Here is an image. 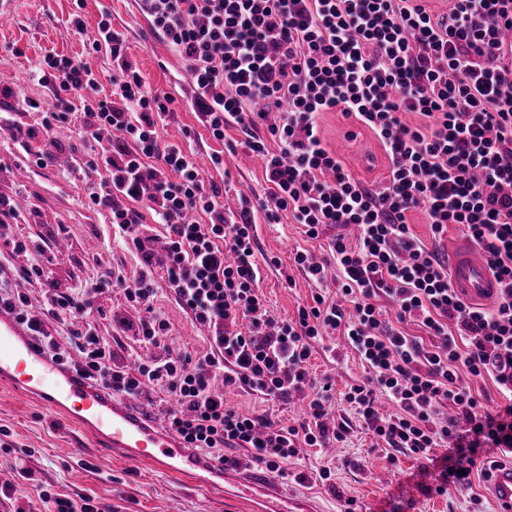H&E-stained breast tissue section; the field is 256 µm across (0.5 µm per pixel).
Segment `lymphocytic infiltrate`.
<instances>
[{
    "label": "lymphocytic infiltrate",
    "mask_w": 512,
    "mask_h": 512,
    "mask_svg": "<svg viewBox=\"0 0 512 512\" xmlns=\"http://www.w3.org/2000/svg\"><path fill=\"white\" fill-rule=\"evenodd\" d=\"M170 52L190 71L192 101L215 140L238 130L264 161L268 223L289 214L310 239L336 229L318 258L301 250L296 268L321 282L335 270L343 302L313 295L295 318L276 319L259 292L262 280L249 198L225 212L218 188H206L176 144L160 145L174 96L152 92L128 62V40L101 12L92 52H106L112 92L99 95L87 64L47 55L38 81L54 109L42 127L80 123L93 139L116 134L109 177L89 195L109 209L114 240L140 257L133 279L118 278L141 312L138 333L160 346L170 330L153 307L155 269L141 235L145 218L166 240L163 267L176 303L209 331V350L149 356L128 370L92 329L64 339L47 335L24 296L0 295V308L26 323L57 359L81 367L113 392L142 395L165 387L176 406L168 427L187 447L220 459L244 449L231 466L262 464L287 476L306 449L345 441L350 425L329 416L334 384L309 370L311 342L342 332L366 368L344 400L385 447L429 456L448 444L437 493L468 488V472L488 458H512V0H452L435 16L415 0H135ZM338 111L377 136L390 167L381 191L355 180L323 144L316 117ZM423 122L408 126L404 113ZM124 196L126 205L116 202ZM145 202L147 212L136 210ZM425 212L434 236L461 226L480 247L499 291L491 307L460 298L448 263L412 232L406 215ZM388 297L396 324L376 305ZM413 321L427 338L406 334ZM490 378L504 399L484 411L469 380ZM266 400L309 391L306 415L285 426L226 407L215 380ZM392 402L384 415L380 399ZM458 418H444V406Z\"/></svg>",
    "instance_id": "1"
}]
</instances>
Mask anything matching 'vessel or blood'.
I'll return each mask as SVG.
<instances>
[{
	"mask_svg": "<svg viewBox=\"0 0 512 512\" xmlns=\"http://www.w3.org/2000/svg\"><path fill=\"white\" fill-rule=\"evenodd\" d=\"M450 281L465 300L483 303L493 299L498 283L481 252L467 247L449 258ZM0 383L33 397L42 408L62 414L85 429L95 444L138 463L156 466L174 478H195L206 467L224 472L223 463L203 458L185 448L181 439L155 418L140 412L137 401L113 396L111 391L86 379L77 360H55L41 340L12 314L0 310ZM264 512H310L299 500L280 496L265 479L241 482ZM500 512H512V464L496 470L490 484Z\"/></svg>",
	"mask_w": 512,
	"mask_h": 512,
	"instance_id": "b4317fda",
	"label": "vessel or blood"
}]
</instances>
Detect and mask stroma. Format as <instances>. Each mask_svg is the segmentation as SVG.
I'll return each instance as SVG.
<instances>
[{
	"label": "stroma",
	"mask_w": 512,
	"mask_h": 512,
	"mask_svg": "<svg viewBox=\"0 0 512 512\" xmlns=\"http://www.w3.org/2000/svg\"><path fill=\"white\" fill-rule=\"evenodd\" d=\"M109 12L113 25L124 30L129 40V59L141 71L150 89L169 93L176 99L165 121L161 140L179 144L199 166L209 165L214 152H222L224 165L211 168L209 184L219 188L226 211L239 207V194L265 197L264 169L244 147L229 153L199 123L191 104L189 85L181 81L184 68L160 38L134 0H85L77 8L74 0H17L13 22L0 29V196L9 198L23 215L21 221L0 225V266L39 267L45 278L63 291L84 293L80 325L95 328L112 347L117 365L133 368L137 358L149 354L129 329L120 327L116 316L136 320L121 287L98 294H85L90 282L110 276L132 277L137 256L132 247L115 241L108 210L87 205L90 192L99 188L109 173L100 161L101 147L78 127L42 131V104L49 96L33 74L45 55L77 58L98 75L103 93L112 89V62L104 54L86 53L82 39L68 23L73 13L86 22L85 37H94L101 12ZM321 137L352 177L366 186L386 179L389 160L374 133L341 112H323L317 117ZM55 140V160L37 166L35 156ZM256 256L263 259L260 291L275 318L295 317L298 307L311 303L317 289L336 291V275L328 273L323 284H315L295 270L293 254L304 249L314 255L327 250V238H307L297 224L266 223L262 210H255ZM25 241L27 250L12 252L7 243ZM291 272L295 284L287 286L282 274ZM154 306L170 320L166 347L175 353L199 357L209 349L206 328L185 314L157 280ZM310 371L316 377L331 376L335 383V412L351 425L347 440L334 452L308 449L301 460L289 465L287 478L272 483L285 496L309 501L316 512H474L471 497L483 501V512H497L489 484L480 470H473L472 485L459 491H435L438 467L426 457L410 452L389 463L381 441L367 432L362 420L343 395L351 385L362 382L366 372L344 343L342 336L328 334L313 340ZM307 393L285 400H266L240 389L231 390L229 407L249 416L267 417L291 425L300 421ZM0 428L7 431L8 450L0 451V484L16 485L18 499L0 502V512H47L33 489L19 475L21 468L36 475L57 491L76 494L90 489L114 512H253L244 498L223 488L199 487L171 479L155 468L121 459L95 448L79 426L44 410L31 398L0 385ZM93 464L83 470L81 461ZM329 468L326 483L315 482L320 468ZM305 481H296V474Z\"/></svg>",
	"instance_id": "1"
}]
</instances>
